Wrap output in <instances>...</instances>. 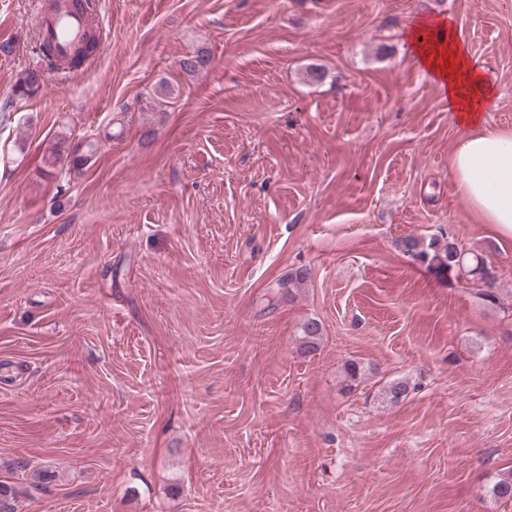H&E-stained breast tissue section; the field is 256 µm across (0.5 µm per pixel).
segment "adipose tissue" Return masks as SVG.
<instances>
[{
    "label": "adipose tissue",
    "instance_id": "adipose-tissue-1",
    "mask_svg": "<svg viewBox=\"0 0 512 512\" xmlns=\"http://www.w3.org/2000/svg\"><path fill=\"white\" fill-rule=\"evenodd\" d=\"M408 39L455 115L460 138L450 174L460 194L482 223L512 237V129L486 122V113L496 105L493 82L462 44L452 20L421 18L411 27Z\"/></svg>",
    "mask_w": 512,
    "mask_h": 512
}]
</instances>
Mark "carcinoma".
<instances>
[{"instance_id":"1","label":"carcinoma","mask_w":512,"mask_h":512,"mask_svg":"<svg viewBox=\"0 0 512 512\" xmlns=\"http://www.w3.org/2000/svg\"><path fill=\"white\" fill-rule=\"evenodd\" d=\"M95 37L88 39V50L81 56L70 60H61L54 55L53 49L46 43L39 44L44 66L40 69H28L20 73L13 94L0 105V118L9 119V109L13 107L17 98L27 97L28 92L37 91L45 85L44 74L53 72L56 74L75 70L83 65H90L94 61ZM209 65V57L204 53L186 56L179 61L180 70L191 76ZM154 94L158 103L171 104L176 99L175 87L166 79L160 80ZM73 162L88 163L95 155L93 142H78L72 147ZM404 252L411 258L420 262L428 270L438 275H447L461 269L470 279L481 284L478 295L489 304L497 302L496 292L493 290L495 276L491 265L480 254L473 252L461 253L454 242L444 237H432L425 241L413 236L404 238L401 242ZM321 336V326L315 319L307 320L302 326V340L304 345L312 350H317ZM386 396L392 401H397L410 391L409 381L395 379L383 386ZM22 494L17 486L0 481V512H17L18 498ZM492 495L499 500H512V473L502 477L492 488Z\"/></svg>"}]
</instances>
